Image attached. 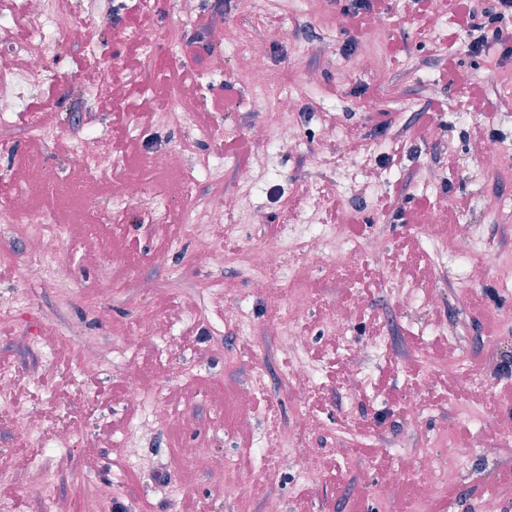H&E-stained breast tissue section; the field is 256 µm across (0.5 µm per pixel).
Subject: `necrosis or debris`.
<instances>
[{
	"instance_id": "necrosis-or-debris-1",
	"label": "necrosis or debris",
	"mask_w": 512,
	"mask_h": 512,
	"mask_svg": "<svg viewBox=\"0 0 512 512\" xmlns=\"http://www.w3.org/2000/svg\"><path fill=\"white\" fill-rule=\"evenodd\" d=\"M22 4L21 18L30 28L33 37L19 48L24 57L22 65L7 73L0 71V126L5 125L8 117L14 113L27 112L28 99L47 79L44 60L61 44L83 47L90 54L95 51L84 28L72 22L73 0H22ZM210 38L212 42L231 46L245 60L247 67L244 80L252 91L262 95L268 106V118L255 129V137L260 140L272 138L282 143L295 142L297 127L290 116L297 110L296 96L275 80L255 30L242 26H218L211 31ZM77 84L81 99L87 102L109 99L118 103L126 95L124 85L114 81L110 72L100 67L80 74ZM27 114V133L31 140L42 141L50 137L57 141L64 137L53 128L51 114ZM66 137L69 139L67 157L75 168L101 176L112 170L114 160L110 142L100 137L90 138L76 133ZM188 150L185 144L174 150H153L145 155V164L154 170L182 171V193L191 204L188 215L193 219L187 227V234L196 242L190 260L202 267H222L228 264L229 258L222 249L212 244L204 226L208 223H223L224 202L212 196L199 195L195 171L199 168L209 169L210 163L199 158L195 161V169L186 168ZM200 213L206 217L202 225L195 221L196 215ZM131 214L141 224H163L169 216L165 200L147 191L140 177L135 175L124 179L111 208L94 211L93 220L120 227L126 224ZM0 223L26 227L28 250L23 274L30 278L43 277L57 259L59 244L64 236L63 225L54 223L50 212L31 209L28 192L23 188L0 199ZM356 252V245L346 236L345 225L325 224L316 232L308 224H289L284 227L280 239L251 247L236 262L247 274L253 288L266 296L269 305L277 307L283 301L288 284L297 281L296 271L303 261L340 270L351 263ZM301 320V311L289 308L283 323L291 328L292 333L282 345L283 350H292L298 354L296 362L288 367L287 380L300 397L309 390L316 376L315 365L306 358V340L295 332ZM427 377V372H420L418 380L412 383L411 392L404 402V410L412 425L398 435L395 445L418 455L420 466L415 479L426 495L433 496L440 490L441 475L461 467L462 452L453 443L445 448H431L419 438L413 422L426 409L421 389ZM126 379L131 396L144 408L143 416L131 427L123 442L124 447L131 449L135 443L153 435L155 428L166 421L169 409L159 391L147 389L141 384L136 370H128ZM4 416L13 424L17 447H37L40 437L30 421L29 411L14 405L11 382L0 375V417Z\"/></svg>"
}]
</instances>
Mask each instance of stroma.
Masks as SVG:
<instances>
[{"label":"stroma","mask_w":512,"mask_h":512,"mask_svg":"<svg viewBox=\"0 0 512 512\" xmlns=\"http://www.w3.org/2000/svg\"><path fill=\"white\" fill-rule=\"evenodd\" d=\"M112 3L114 12L92 20L99 61L122 76L132 48L123 28L151 32L173 26L182 34L179 46L162 40L155 44L162 72L146 73L126 102L110 110L80 112L75 79L84 59L64 45L47 60L48 83L42 95L31 100L30 109L52 111L63 131L111 141L114 175L88 180L70 167L56 146L33 148L23 136L20 115L13 117L11 128L18 147L12 155L0 156V193L14 184L29 187L33 204L53 209L57 223L68 229L54 273L29 280L18 274L25 258L23 241L11 227L0 224V264L6 267L0 273V307L20 293L35 298L33 307L17 308L13 324L0 327V369L13 375L22 403L40 418L42 432L52 431L64 419L78 428L69 448L41 457L52 475L51 494L45 498L29 484V463L21 459L9 424L0 425V455L9 467L4 482L10 488L0 496V512H115L119 505L125 512H267L273 499L280 512H498L502 507L512 512V401L503 397L512 390V377L495 373L501 357H512V281L479 263H468L470 245L465 241L457 245L455 264L468 267V274L441 278L427 260L425 237L431 227L415 221L416 214L433 207H453L457 223L476 225L479 235L512 253V184L472 158L477 141H512V96L500 90L503 81L512 82V56L504 55L498 45L469 55L452 0H445L442 19L433 26L415 0H377L376 24L354 38L338 24V0H253L254 15L261 21L257 36L268 65L300 97L299 138L285 146L255 140L251 134L265 120L266 105L245 89L243 61L228 52L223 54V71H212L211 60L219 48L197 36L202 18L213 13L212 0H196L186 17L159 2L148 14L138 11L135 0ZM303 22L316 31L315 39L292 34L277 38V31H292ZM448 53L460 61V69L442 72L417 63L424 56ZM183 70L192 73L195 120L188 127H168L159 113L174 107L170 92L175 74ZM309 70L319 73L317 83L304 81ZM462 71L482 84L481 111L462 109L468 96L458 78ZM400 98L443 102V110L428 115L430 131L425 137L397 138L408 118L395 107ZM216 99L223 100V111H210ZM186 141L222 172L217 181L209 173L199 175L203 194H219L228 202L223 223L208 228L211 239L220 247L225 237H232L242 251L260 237L278 235L291 218L329 223V211L309 216L308 186L340 184L352 159H371L383 171L375 190L366 198L340 200L356 221L349 239L361 244L383 234L384 261L391 274L427 290L443 288L445 304L394 306L384 283L370 289L357 277V270L372 263L361 251L338 272L309 265L286 299H304L299 329L323 371L312 389L319 403H296L278 376L289 363L279 349L280 318L247 275L233 266L199 267L173 255L171 243L186 236L180 172L153 178L169 205L168 223L132 221L119 232L108 224L89 225L84 204L47 198L38 190L43 181H81L105 208L120 175L137 169L149 148ZM230 141L239 143V150L225 151ZM309 148L323 151L328 165L309 167ZM262 154L270 156L271 164L261 185L251 197L238 200V170L253 165ZM390 195L399 199L402 215L378 210V199ZM255 209L264 214V224H250ZM407 241L414 247L405 252L401 246ZM86 249L96 252V264L82 263ZM342 303L353 304L354 310L347 339L340 345L329 340L322 325L325 312ZM145 305L169 323L168 336L156 346L138 343ZM101 306L107 308L108 318L98 317ZM488 307L500 320L501 344L494 354L484 353L481 344L487 335ZM234 309L244 311L252 338L237 337L236 326L227 319ZM379 327L390 336L391 345L372 358L368 385L352 393L348 380L335 377L334 367L347 362L350 349L374 342ZM61 333L68 334L73 346L93 341L107 348L116 343L128 347L130 356L108 357L90 377L80 370L78 357L48 359V346ZM452 336L460 337L468 355L485 356L484 373L491 378L492 391L501 396L489 409L502 426L499 433L487 432L473 419L466 383L440 364ZM223 337L229 338L232 349L244 350L243 365L225 366L223 354L213 347ZM416 360L437 369L436 379L423 393L427 411L418 422L422 436L439 448L459 441L464 455L462 468L446 480L447 491L425 502L413 477L414 457L393 446L395 435L409 424L400 403ZM130 366L144 383L163 389L172 410L171 418L137 448L141 464L136 468L118 452L143 414L125 381ZM257 367L267 368L273 377L270 388L258 393L252 426L244 432L237 425V396ZM349 393L355 394V405L370 431L353 437L351 453L337 458L318 480L300 481L297 463L264 460L258 451L264 436L273 426L290 431L299 407L320 428L309 448L298 449V456L309 451L330 454V433L343 419ZM360 446L373 448L374 457L356 456ZM185 448L199 451L187 468L181 465ZM112 486L116 494L100 504L99 490Z\"/></svg>","instance_id":"35a3bbf8"}]
</instances>
